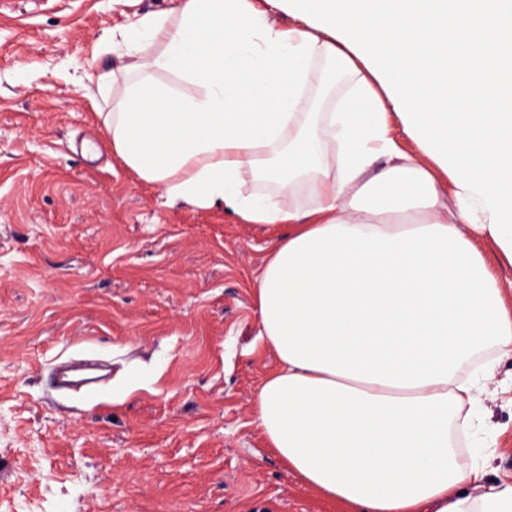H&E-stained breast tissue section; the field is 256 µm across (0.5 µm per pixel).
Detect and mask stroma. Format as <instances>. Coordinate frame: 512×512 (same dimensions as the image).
Returning a JSON list of instances; mask_svg holds the SVG:
<instances>
[{"label": "stroma", "mask_w": 512, "mask_h": 512, "mask_svg": "<svg viewBox=\"0 0 512 512\" xmlns=\"http://www.w3.org/2000/svg\"><path fill=\"white\" fill-rule=\"evenodd\" d=\"M171 0H0V512H336L256 419L254 287L280 228L169 201L112 150L101 46ZM93 354L110 385L58 392ZM469 450L512 484V354Z\"/></svg>", "instance_id": "35a3bbf8"}]
</instances>
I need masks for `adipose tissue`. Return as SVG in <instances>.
<instances>
[{
	"label": "adipose tissue",
	"instance_id": "1",
	"mask_svg": "<svg viewBox=\"0 0 512 512\" xmlns=\"http://www.w3.org/2000/svg\"><path fill=\"white\" fill-rule=\"evenodd\" d=\"M267 2L173 0L124 27L97 77L112 148L171 200L283 227L255 286L280 368L255 405L290 473L343 512H512V484L448 445L512 353L479 247L512 265V0ZM318 59L353 85L317 131L301 106ZM246 169L269 192L244 193Z\"/></svg>",
	"mask_w": 512,
	"mask_h": 512
}]
</instances>
